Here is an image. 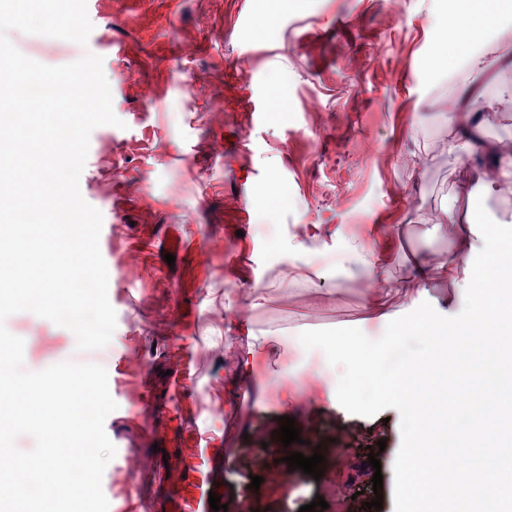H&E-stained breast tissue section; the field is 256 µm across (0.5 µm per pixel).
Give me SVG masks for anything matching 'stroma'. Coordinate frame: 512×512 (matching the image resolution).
I'll return each mask as SVG.
<instances>
[{"instance_id":"stroma-1","label":"stroma","mask_w":512,"mask_h":512,"mask_svg":"<svg viewBox=\"0 0 512 512\" xmlns=\"http://www.w3.org/2000/svg\"><path fill=\"white\" fill-rule=\"evenodd\" d=\"M87 12L84 46L8 37L49 66L89 52L103 59L121 124L92 131L79 186L102 214L117 326L107 346L81 351L69 329L33 313L5 325L24 341L26 370L64 361L106 369L117 404L105 421L116 448L102 477L109 512H185L212 495L227 512L246 499L299 512L319 496L326 512H364L373 482L364 478L359 495L349 481L368 470L380 440L382 512H401L393 490L411 427L405 406L377 394L298 403L292 392L335 383L324 337L356 330L388 344L385 325L359 322L373 225L397 228L382 283L396 310L409 256L455 253L450 235L432 232L449 211L494 208L512 222V186L462 198L474 157L425 154L424 133L450 137L456 93L476 77L461 56L430 67L447 49L453 0H87ZM503 42L512 43V16L468 45L488 65L480 91L499 142L512 141V67L495 62ZM272 184L282 201L267 199ZM314 224L339 227L359 265L310 236ZM255 290L263 298L247 307ZM231 304L246 332L231 329ZM422 306L446 326L467 317L469 292L431 282ZM251 334L280 344L250 352ZM245 353L251 378L271 385L245 390L229 410L226 384ZM283 416L300 430L299 452L324 454L321 479L276 461Z\"/></svg>"}]
</instances>
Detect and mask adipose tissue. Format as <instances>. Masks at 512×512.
I'll return each instance as SVG.
<instances>
[{
    "mask_svg": "<svg viewBox=\"0 0 512 512\" xmlns=\"http://www.w3.org/2000/svg\"><path fill=\"white\" fill-rule=\"evenodd\" d=\"M408 278L417 283L433 279H462L470 286V313L467 321L454 322L449 334H442L428 314L419 311L420 290L402 291L403 317L386 310V296L381 289H372L364 305L363 319L382 322L391 329V341L416 335L427 347L429 357L442 364L454 383L484 381L495 376L504 361L512 360V299L505 297L495 281L475 267H459L455 258L430 260L413 258ZM482 336L485 349L469 365L457 360L459 350L468 348L471 337ZM328 344L334 357L333 367L339 380L357 374L372 380L383 394L398 398L410 416L422 413L423 401L430 399L432 389L422 360L404 364L390 376L380 370L377 350L367 346L364 336L337 332ZM486 410L478 422L457 430L452 445L457 456H471L478 444H492L504 431L512 430V421L504 415L512 400L487 396L482 402ZM429 425L417 426L408 436L399 460L400 480L395 488L403 512H447L449 505L480 506L481 512H512V483L482 466L458 468L455 458L417 451L418 439L429 436Z\"/></svg>",
    "mask_w": 512,
    "mask_h": 512,
    "instance_id": "adipose-tissue-1",
    "label": "adipose tissue"
}]
</instances>
